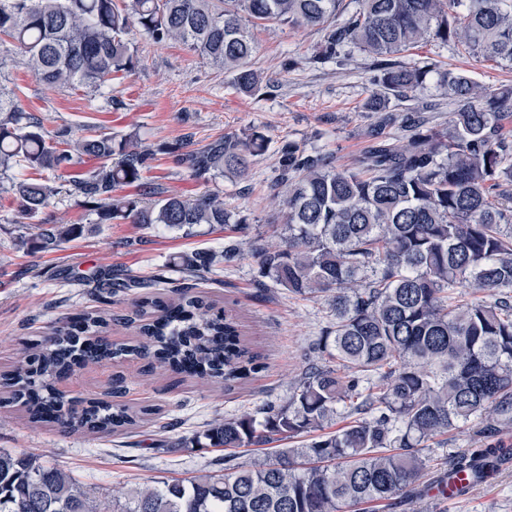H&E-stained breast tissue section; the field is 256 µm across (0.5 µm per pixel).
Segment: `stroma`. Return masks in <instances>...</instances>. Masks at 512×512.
Segmentation results:
<instances>
[{
  "label": "stroma",
  "mask_w": 512,
  "mask_h": 512,
  "mask_svg": "<svg viewBox=\"0 0 512 512\" xmlns=\"http://www.w3.org/2000/svg\"><path fill=\"white\" fill-rule=\"evenodd\" d=\"M323 39L315 28L266 24L255 28L253 66L265 83L258 94L246 95L230 74L212 67L177 42L156 43L137 37L136 72L111 87L50 88L21 61L0 70V82L14 90L21 106L36 113L47 130L68 129L73 140L109 132L132 135L155 155L144 172L146 182L172 193L219 192L227 209L239 214L243 228L235 239L241 255L214 267L197 288L234 309L247 339L267 367L245 384L227 391L221 385L169 371L150 369L148 359L125 356L75 369L56 381L67 400L107 398L115 381H122L118 401L130 407L155 406L149 421L110 436L63 433L49 424L30 423L24 409L0 408V448L35 456L68 472L97 495L154 480L183 479L204 472L219 473L220 448L195 445L194 438L216 419H230L280 402L298 375L327 325L323 301L303 298L254 279L255 240L277 241L271 225L280 213L270 186L279 172L281 142L292 140L332 153L337 165L354 163L367 145L366 133L375 113L365 111L374 75L373 60L351 51L340 63H313ZM294 65L283 69L284 57ZM408 63L429 59L462 71L488 89L512 86V65L466 54L456 45L428 41L404 52ZM259 130L269 140L247 178L226 177L210 183L189 179L160 147L184 136L196 145L234 133ZM28 220L11 194L0 190V373L13 369L19 350L38 338L58 319L107 300L116 322L108 340L133 343L134 328L119 324L140 294L131 288L113 293L112 279L132 276L148 290L187 283L171 260L181 254L221 251L223 232L198 227L190 236L163 228L144 229L130 223L102 225L99 233L62 244L47 252L18 250L19 235L28 233ZM493 440L512 445V422L490 418L461 423L447 435L428 442V468L421 480L428 491L413 504L399 503L393 512H512V462L479 483L456 502L433 493L437 477L447 473L449 459L460 451L485 447Z\"/></svg>",
  "instance_id": "1"
}]
</instances>
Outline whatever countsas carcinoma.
<instances>
[{"label":"carcinoma","instance_id":"cac0c4a2","mask_svg":"<svg viewBox=\"0 0 512 512\" xmlns=\"http://www.w3.org/2000/svg\"><path fill=\"white\" fill-rule=\"evenodd\" d=\"M263 23L325 31L316 63L339 61L351 48L374 59L375 89L364 102L380 116L355 163L294 141L280 147L272 184L283 219L278 245L254 246L255 278L306 297H322L330 321L315 356L279 404L216 420L196 443L224 448V473L127 489L108 503L68 473L27 454L0 449V512H378L410 499L428 467L425 444L460 423L492 414L512 421V88L491 91L437 62L403 64L394 56L422 42H453L470 55L512 64V0H0V37L10 40L40 81L99 90L138 64L136 35L180 42L256 93L251 29ZM436 76L454 112L446 125L417 112H393ZM187 136L162 150L207 182L244 179L266 136L224 135L191 150ZM98 161L69 180V192L97 224H157L186 235L200 224L233 232L239 219L224 198L171 193L143 182L151 150L129 136L76 141L44 132L0 85V181L23 215L40 218L19 237L26 252L53 250L92 232L80 222L45 217L59 188L27 176L56 172L73 156ZM125 187L137 192L122 194ZM230 240L219 253L179 256L202 278L239 256ZM457 288L476 298L451 301ZM126 324L138 344L99 339L110 320L100 309L69 316L18 353L3 386L29 421L64 431L112 434L138 425L151 410L91 399L69 407L55 380L88 363L137 354L157 368L229 390L265 369L236 314L189 286L137 300ZM350 420L334 431L339 406ZM321 435L275 457L238 462L237 449ZM512 458L500 441L452 457L450 470L477 480Z\"/></svg>","mask_w":512,"mask_h":512}]
</instances>
